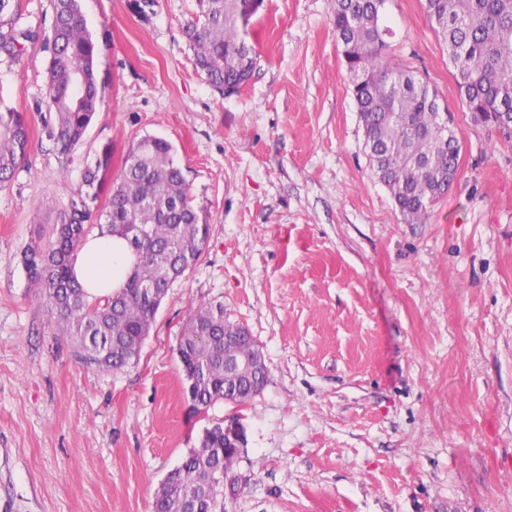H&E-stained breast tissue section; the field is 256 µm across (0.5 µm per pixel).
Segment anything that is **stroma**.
Returning <instances> with one entry per match:
<instances>
[{"instance_id": "35a3bbf8", "label": "stroma", "mask_w": 512, "mask_h": 512, "mask_svg": "<svg viewBox=\"0 0 512 512\" xmlns=\"http://www.w3.org/2000/svg\"><path fill=\"white\" fill-rule=\"evenodd\" d=\"M37 34L0 53V106L27 153L0 188V512H153L205 427L236 423L232 512H512V132L476 121L425 0H387L385 53L449 111L453 189L406 223L374 176L332 0H265L258 62L212 89L186 27L196 0H80L98 109L69 157L45 123L52 0H19ZM170 142L210 233L169 289L137 362L87 365L29 289L48 236L104 144L112 175L138 139ZM223 304L263 352L243 404L197 409L177 346Z\"/></svg>"}]
</instances>
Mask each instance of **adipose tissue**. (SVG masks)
Masks as SVG:
<instances>
[{
    "label": "adipose tissue",
    "instance_id": "ef3b65f1",
    "mask_svg": "<svg viewBox=\"0 0 512 512\" xmlns=\"http://www.w3.org/2000/svg\"><path fill=\"white\" fill-rule=\"evenodd\" d=\"M135 261L125 239L96 232L87 236L74 256L72 268L89 301L95 302L125 286Z\"/></svg>",
    "mask_w": 512,
    "mask_h": 512
}]
</instances>
